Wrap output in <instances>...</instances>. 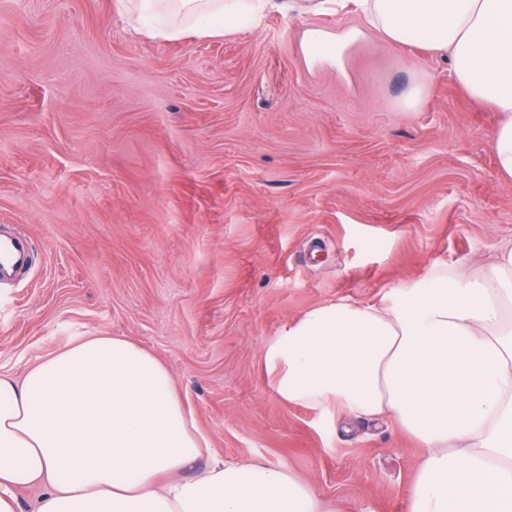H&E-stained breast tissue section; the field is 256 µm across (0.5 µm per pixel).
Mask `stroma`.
<instances>
[{
    "label": "stroma",
    "mask_w": 512,
    "mask_h": 512,
    "mask_svg": "<svg viewBox=\"0 0 512 512\" xmlns=\"http://www.w3.org/2000/svg\"><path fill=\"white\" fill-rule=\"evenodd\" d=\"M137 21L113 0H0V226L35 244L0 285V371L128 339L166 365L209 441L182 477L256 460L339 512H407L420 442L386 418L332 425L283 402L263 352L314 306L512 244L498 113L447 59L371 29L310 65L305 32L361 26L349 12L177 41Z\"/></svg>",
    "instance_id": "1"
}]
</instances>
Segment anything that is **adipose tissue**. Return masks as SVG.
Listing matches in <instances>:
<instances>
[{"label":"adipose tissue","instance_id":"obj_1","mask_svg":"<svg viewBox=\"0 0 512 512\" xmlns=\"http://www.w3.org/2000/svg\"><path fill=\"white\" fill-rule=\"evenodd\" d=\"M333 5L393 45L447 57L467 95L501 113L493 148L512 178V0H116L168 41L192 18L213 37ZM358 36L308 30L304 56L335 60ZM265 365L282 401L331 422L388 416L423 444L408 512H512V247L377 300L310 308L274 336ZM206 445L166 366L124 338L90 336L22 377L0 373V512L35 486L37 512H333L258 462L180 478Z\"/></svg>","mask_w":512,"mask_h":512}]
</instances>
